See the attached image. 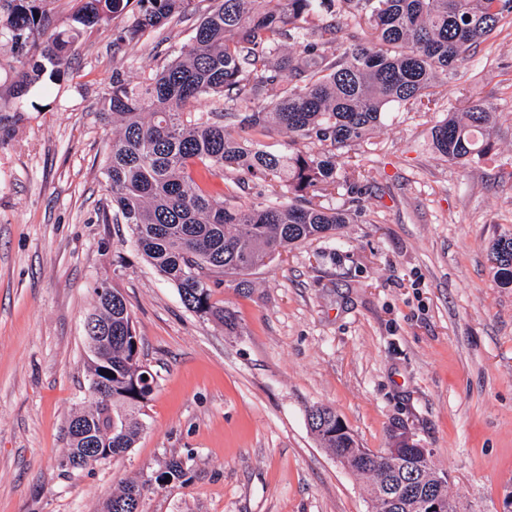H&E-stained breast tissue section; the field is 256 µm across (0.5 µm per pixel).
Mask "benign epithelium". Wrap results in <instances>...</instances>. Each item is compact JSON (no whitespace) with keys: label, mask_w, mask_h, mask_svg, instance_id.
I'll use <instances>...</instances> for the list:
<instances>
[{"label":"benign epithelium","mask_w":512,"mask_h":512,"mask_svg":"<svg viewBox=\"0 0 512 512\" xmlns=\"http://www.w3.org/2000/svg\"><path fill=\"white\" fill-rule=\"evenodd\" d=\"M387 454L402 460V473L384 483L381 494L388 512H403L411 507L416 512H447L449 498L443 494L448 485V473L437 472L428 478H417V472L424 471V460L431 450L413 443V440L401 436L395 439L394 447Z\"/></svg>","instance_id":"7a95c632"}]
</instances>
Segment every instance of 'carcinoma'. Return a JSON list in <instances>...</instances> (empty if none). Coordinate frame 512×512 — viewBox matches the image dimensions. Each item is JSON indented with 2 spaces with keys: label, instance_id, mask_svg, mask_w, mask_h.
<instances>
[{
  "label": "carcinoma",
  "instance_id": "1",
  "mask_svg": "<svg viewBox=\"0 0 512 512\" xmlns=\"http://www.w3.org/2000/svg\"><path fill=\"white\" fill-rule=\"evenodd\" d=\"M138 10L113 34V52L137 46L144 33L187 12L193 0H75L67 23L57 24L47 0H0V53L16 71L22 96L44 75L66 73L75 44L88 28ZM330 12L336 21H325ZM512 27V0H214L195 27L193 43L148 82L131 87L119 76L104 93L105 111L119 122L108 144L104 176L112 211L131 230L145 260L178 288L184 306L233 333L239 323L214 289L224 282L246 294L252 271L301 244L332 238L354 220L350 208L313 203L346 190L360 205L370 171L340 180L336 151H356L395 107H429L437 89L458 75L473 48ZM293 42L299 50L286 51ZM289 79L283 80V73ZM224 105L269 100L243 113L192 116L207 96ZM492 105L473 100L463 117L434 127L439 154L466 162L492 146ZM287 131L294 148L273 152L249 137ZM254 183L276 203L238 204ZM490 269L512 287V235L496 239ZM87 322L112 327V342L86 333L88 380L100 377L111 393L92 390L83 418L99 446L67 428L65 457L86 468L127 453L144 430L140 404L154 377L140 362L139 338L126 299L95 295ZM337 414L308 410L311 431L328 448L346 449L349 470L369 483L380 512L384 471L354 463L359 444L336 433ZM148 480L131 481L103 512H141Z\"/></svg>",
  "mask_w": 512,
  "mask_h": 512
}]
</instances>
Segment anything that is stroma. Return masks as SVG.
<instances>
[{
  "mask_svg": "<svg viewBox=\"0 0 512 512\" xmlns=\"http://www.w3.org/2000/svg\"><path fill=\"white\" fill-rule=\"evenodd\" d=\"M211 5L194 0L118 53L112 33L131 14L88 29L71 69L20 98L15 71L0 70V512H102L172 458L184 476L142 512H370L364 479L308 427L320 405L361 447L405 432L430 448L465 512H507L512 288L487 255L512 234V28L478 46L435 111L392 110L357 159L337 151L340 177L356 162L372 174L364 215L254 271L249 294L216 289L239 319L229 335L108 220L102 175L113 75L148 79ZM477 98L497 108L494 148L450 161L433 128ZM103 279L123 293L156 384L129 452L67 470L69 420L93 403L84 323Z\"/></svg>",
  "mask_w": 512,
  "mask_h": 512,
  "instance_id": "1",
  "label": "stroma"
}]
</instances>
